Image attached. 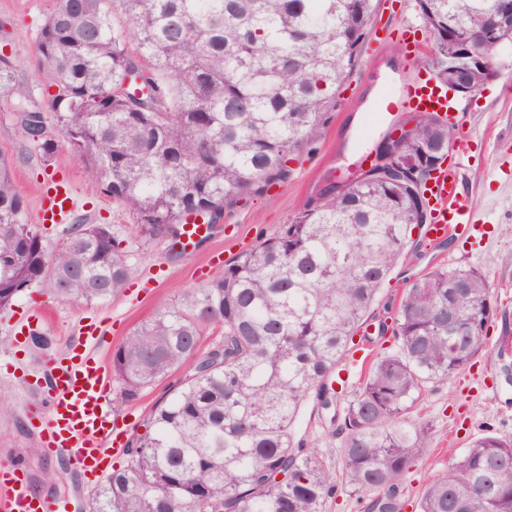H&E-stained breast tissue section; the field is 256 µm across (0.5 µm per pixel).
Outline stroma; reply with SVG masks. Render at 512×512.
Masks as SVG:
<instances>
[{
    "mask_svg": "<svg viewBox=\"0 0 512 512\" xmlns=\"http://www.w3.org/2000/svg\"><path fill=\"white\" fill-rule=\"evenodd\" d=\"M53 7V0H0V57L28 64L22 90L32 105L41 107L45 97L41 79L32 71L40 29ZM364 56L351 77L336 94V105L315 138L313 149L303 150L292 161L288 181L275 184L265 195L245 199L225 211L215 238L195 251L175 258L167 238H138L134 219L119 202L90 180L81 161L61 158L48 164L25 146L12 116L13 101L0 98V154L13 162V178L28 212H35L38 194L52 174L69 177L79 213L94 224L110 225L113 232L129 239L132 267L122 290L104 301L63 303L30 289L10 308L0 310V467L22 461L28 466L32 488L51 497H71L79 512H86L96 490H80L66 463L45 459L38 439L28 427L24 411L35 396L22 374L34 371L46 355L65 351L79 326L90 318L104 320L108 333L91 348L95 357L111 363L114 351L131 330L169 306L179 292L201 286L222 275L226 265L255 247L279 225L313 204L322 179L333 174L344 180L359 167L358 152L343 147L350 124L364 123L368 113L379 111V99L370 93L378 79H392L389 69L369 68L366 57L400 58L396 42L368 38ZM498 75L471 96L458 97L460 130L469 141L470 153L462 176L463 199L475 218L490 226L491 241L477 237L431 243L424 233L412 235L411 250L392 272L374 307L376 317L395 319L399 300L408 283L434 267L475 269L488 280L494 306L486 342L470 365L453 378L426 385L420 399L408 409L406 419L429 427V446L409 471L403 492V512H418L417 504L428 481L459 458L471 441L485 433L512 439V384L504 379L503 364H512V351L501 350V339L512 337V48L498 53ZM45 308L48 348L23 345L16 334L21 318L36 308ZM393 341L375 342L366 360L345 359L341 369L350 378L336 397L344 409L361 386L373 362L393 351ZM177 381L169 376L145 389L138 400L122 402L121 384L111 379L114 417L128 425L129 434L145 431L144 418L151 406ZM296 442L318 450L325 466L339 473L341 438L333 432L328 414L307 402L293 427Z\"/></svg>",
    "mask_w": 512,
    "mask_h": 512,
    "instance_id": "35a3bbf8",
    "label": "stroma"
}]
</instances>
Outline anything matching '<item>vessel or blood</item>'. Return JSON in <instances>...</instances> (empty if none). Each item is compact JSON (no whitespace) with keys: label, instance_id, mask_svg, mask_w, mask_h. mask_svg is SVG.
Listing matches in <instances>:
<instances>
[{"label":"vessel or blood","instance_id":"vessel-or-blood-1","mask_svg":"<svg viewBox=\"0 0 512 512\" xmlns=\"http://www.w3.org/2000/svg\"><path fill=\"white\" fill-rule=\"evenodd\" d=\"M394 32L403 57L399 109L436 114L449 124H456L457 107L447 90L427 71L416 66L422 45L414 27L400 24ZM426 195L431 222L426 225L425 234L430 241L486 235V226L472 223L471 214L463 203L459 162L439 166L428 181ZM75 207L69 179L53 176L40 191L35 218L40 224H58ZM215 232L212 224L184 225L182 244L196 247L198 243L210 241ZM104 333L100 321L91 320L81 325L66 356L54 361L39 381L41 403L27 412L29 421L36 423L41 431L43 455L66 454L71 467L91 480L106 473L112 452L120 450L126 434L112 416L108 374L99 359L86 351L87 346ZM30 483V474L23 464L0 472V512H61L58 501L34 494Z\"/></svg>","mask_w":512,"mask_h":512}]
</instances>
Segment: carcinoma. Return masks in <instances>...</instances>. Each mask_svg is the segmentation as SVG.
Here are the masks:
<instances>
[{
    "label": "carcinoma",
    "mask_w": 512,
    "mask_h": 512,
    "mask_svg": "<svg viewBox=\"0 0 512 512\" xmlns=\"http://www.w3.org/2000/svg\"><path fill=\"white\" fill-rule=\"evenodd\" d=\"M416 2L444 78L448 35L476 42L495 20L512 30L507 0ZM375 11L376 0H56L37 44L46 107L28 104L24 67L6 59L0 96H16L21 133L44 161L80 160L132 214L136 235L175 241L189 217L288 180ZM132 72L141 83H126ZM450 138L448 122L425 114L406 151L421 165L422 145ZM12 167L0 155V305L32 287L67 303L118 293L131 247L75 217L66 244L49 250ZM326 193L125 337L112 358L122 401L190 371L126 441L94 512H197L204 500L213 512H322L336 483L293 425L307 401L332 405V376L354 335L366 339L379 291L427 220L407 187L383 177ZM494 314L489 282L473 269L437 267L407 289L397 351L378 358L337 428L341 479L364 512L402 509L407 473L429 447L404 415L426 384L467 367ZM213 327L221 340L200 350ZM477 496L485 512H512L511 439L477 437L429 480L419 512H470Z\"/></svg>",
    "instance_id": "obj_1"
}]
</instances>
